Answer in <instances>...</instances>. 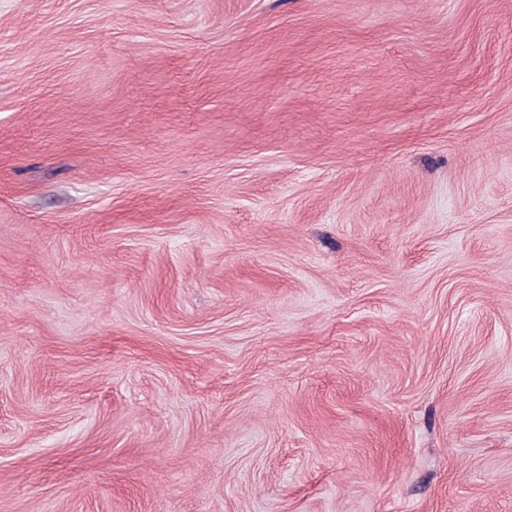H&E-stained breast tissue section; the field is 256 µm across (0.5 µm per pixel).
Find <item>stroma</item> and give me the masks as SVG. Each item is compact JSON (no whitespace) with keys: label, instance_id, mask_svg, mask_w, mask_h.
Instances as JSON below:
<instances>
[{"label":"stroma","instance_id":"35a3bbf8","mask_svg":"<svg viewBox=\"0 0 512 512\" xmlns=\"http://www.w3.org/2000/svg\"><path fill=\"white\" fill-rule=\"evenodd\" d=\"M0 512H512V0H0Z\"/></svg>","mask_w":512,"mask_h":512}]
</instances>
